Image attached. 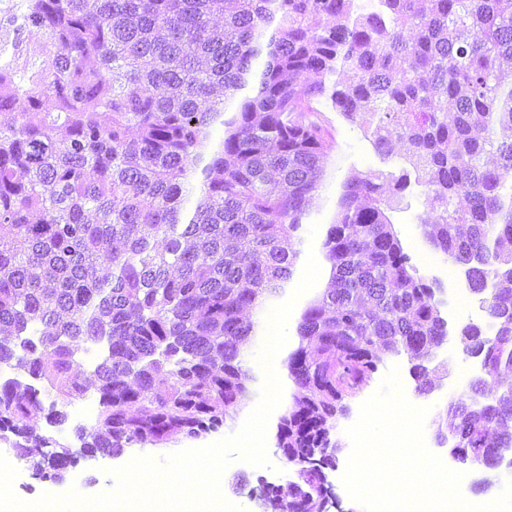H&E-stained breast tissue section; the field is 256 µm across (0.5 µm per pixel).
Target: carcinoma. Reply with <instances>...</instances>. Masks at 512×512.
Listing matches in <instances>:
<instances>
[{
    "mask_svg": "<svg viewBox=\"0 0 512 512\" xmlns=\"http://www.w3.org/2000/svg\"><path fill=\"white\" fill-rule=\"evenodd\" d=\"M6 15L49 57L0 45V367L29 378L0 381V436L42 479L242 406L253 313L288 285L332 149L321 99L406 167L342 186L277 423L298 481L270 512H319L336 410L385 356L429 388L448 322L388 215L413 186L424 240L485 312L458 336L486 378L450 397L446 428L471 467L512 448V0H10ZM88 346L98 412L74 451L27 419L46 386L84 396Z\"/></svg>",
    "mask_w": 512,
    "mask_h": 512,
    "instance_id": "carcinoma-1",
    "label": "carcinoma"
}]
</instances>
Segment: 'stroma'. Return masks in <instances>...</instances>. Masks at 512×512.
Wrapping results in <instances>:
<instances>
[{
    "label": "stroma",
    "instance_id": "stroma-1",
    "mask_svg": "<svg viewBox=\"0 0 512 512\" xmlns=\"http://www.w3.org/2000/svg\"><path fill=\"white\" fill-rule=\"evenodd\" d=\"M318 107L330 124V133L334 144L327 158L322 186L313 202L309 215L305 219L306 225H313L317 228L313 240L314 246L317 247L321 246L331 222L343 183L350 177L366 174L384 166L383 161L375 154L369 140L359 126L343 121L327 102H319ZM422 211L423 206L420 200L414 198L411 199L409 208L391 211L390 219L419 275L428 279H436L440 284V290L436 297L441 302L442 315L448 321L450 329L448 342L436 352L433 359L437 372L432 376V388L429 392L419 391L416 381L410 374V363L406 356H388L379 365L369 383L359 393L347 399L348 411L338 421L339 432L337 437L341 439L343 449L337 456L335 468L328 473L340 512H364L363 506L350 498L341 482V476L346 469L349 456L348 450L351 446L350 441L346 439L345 430L356 422L361 403L379 389L390 369L398 368L400 380L410 402L428 408L429 413L425 420L426 433L428 437L434 438L436 435L434 422L439 414L445 411L448 404L449 380L453 374L466 370L472 362L471 357L465 352L456 330L460 325L468 322L482 323L483 313L477 310L469 317L456 313L455 288L458 283L464 282L465 277L460 274L457 275L455 280H448L445 274L447 263L442 254L432 253L420 233L418 216ZM429 254L434 257V262L430 265L424 261L425 256ZM263 342V336H256L245 358V365L252 375V380L249 384V394L241 409L233 418L226 420L221 428L201 437L190 439L177 436L169 441L167 447L152 448L147 446L142 448L137 446L127 449L118 457H83L79 459L74 467L69 468L64 480L59 483L40 479L24 460L18 459L13 451L1 442L0 456L5 457L18 471V477L14 483L17 496L22 499H34L48 492L61 494L73 486L77 487L84 495H97L106 492L111 484V469L126 465L134 457L144 455L161 458L166 454L184 449L202 448L235 434L256 406L260 397L264 372L257 360V355ZM41 399L43 404L53 403L57 405L58 409L65 411L67 420L62 426L54 429L49 428L46 414L41 411L33 415L32 424L36 425L40 432L50 433L60 442L71 446L76 445L75 429L80 426H91V419L81 416L78 403L69 404L59 401L56 394L45 393L42 394ZM277 422V415H270L266 435L269 466H245L237 461L229 465L224 472V479L221 484L223 496L228 501L244 508L245 512H256L257 506L254 501L250 500L248 493L252 488L258 487L260 482L266 481L283 485L296 478L294 468L288 466L276 447Z\"/></svg>",
    "mask_w": 512,
    "mask_h": 512
}]
</instances>
